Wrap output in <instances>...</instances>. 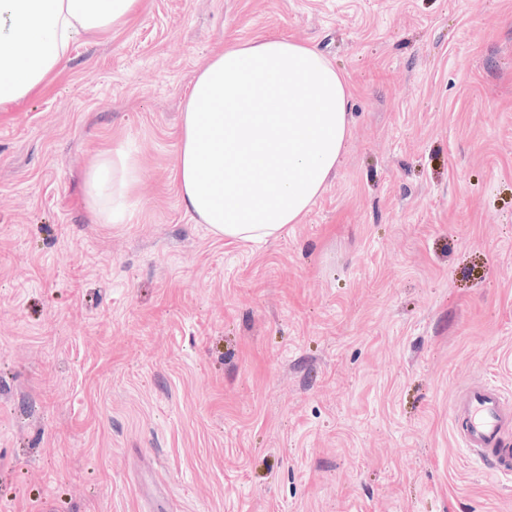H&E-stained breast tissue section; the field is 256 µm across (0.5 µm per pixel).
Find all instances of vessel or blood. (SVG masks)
Here are the masks:
<instances>
[{
    "instance_id": "vessel-or-blood-1",
    "label": "vessel or blood",
    "mask_w": 512,
    "mask_h": 512,
    "mask_svg": "<svg viewBox=\"0 0 512 512\" xmlns=\"http://www.w3.org/2000/svg\"><path fill=\"white\" fill-rule=\"evenodd\" d=\"M450 419L476 464L494 473H512V450L505 446L512 433V403L495 385L482 381L465 387Z\"/></svg>"
}]
</instances>
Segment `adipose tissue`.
<instances>
[{"label": "adipose tissue", "instance_id": "ef3b65f1", "mask_svg": "<svg viewBox=\"0 0 512 512\" xmlns=\"http://www.w3.org/2000/svg\"><path fill=\"white\" fill-rule=\"evenodd\" d=\"M142 0H0V111L43 88L71 46L127 24ZM345 76L314 47L268 35L234 40L196 75L173 179L193 220L242 242L301 223L335 173L349 135ZM141 181L119 144L86 174L99 224H123Z\"/></svg>", "mask_w": 512, "mask_h": 512}]
</instances>
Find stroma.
Returning <instances> with one entry per match:
<instances>
[{
    "mask_svg": "<svg viewBox=\"0 0 512 512\" xmlns=\"http://www.w3.org/2000/svg\"><path fill=\"white\" fill-rule=\"evenodd\" d=\"M267 34L346 75L350 135L235 243L171 170L197 73ZM482 380L512 399V0H144L0 112V512H512L450 423ZM140 181L139 160L129 147L118 144L99 153L86 174V194L96 223H126Z\"/></svg>",
    "mask_w": 512,
    "mask_h": 512,
    "instance_id": "stroma-1",
    "label": "stroma"
}]
</instances>
